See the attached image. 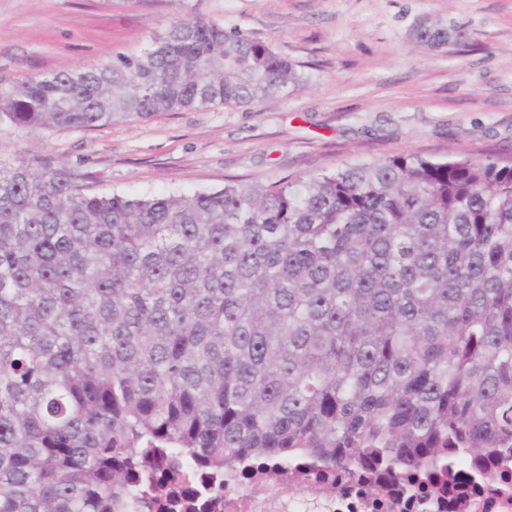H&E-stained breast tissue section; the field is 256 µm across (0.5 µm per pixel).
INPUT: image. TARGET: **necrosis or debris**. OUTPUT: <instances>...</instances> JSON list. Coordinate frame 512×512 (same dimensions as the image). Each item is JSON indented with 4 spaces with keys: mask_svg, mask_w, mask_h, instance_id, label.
<instances>
[{
    "mask_svg": "<svg viewBox=\"0 0 512 512\" xmlns=\"http://www.w3.org/2000/svg\"><path fill=\"white\" fill-rule=\"evenodd\" d=\"M209 512H512V457L409 474L343 464L257 461L212 484Z\"/></svg>",
    "mask_w": 512,
    "mask_h": 512,
    "instance_id": "necrosis-or-debris-1",
    "label": "necrosis or debris"
}]
</instances>
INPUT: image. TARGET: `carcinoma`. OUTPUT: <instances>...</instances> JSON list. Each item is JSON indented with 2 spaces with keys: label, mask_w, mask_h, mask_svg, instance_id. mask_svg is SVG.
<instances>
[{
  "label": "carcinoma",
  "mask_w": 512,
  "mask_h": 512,
  "mask_svg": "<svg viewBox=\"0 0 512 512\" xmlns=\"http://www.w3.org/2000/svg\"><path fill=\"white\" fill-rule=\"evenodd\" d=\"M302 85L267 42L182 18L138 55L1 86L0 119L90 129ZM450 448L512 455V163L127 199L0 159V512H152L159 462L435 469Z\"/></svg>",
  "instance_id": "carcinoma-1"
}]
</instances>
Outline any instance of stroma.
<instances>
[{
  "label": "stroma",
  "mask_w": 512,
  "mask_h": 512,
  "mask_svg": "<svg viewBox=\"0 0 512 512\" xmlns=\"http://www.w3.org/2000/svg\"><path fill=\"white\" fill-rule=\"evenodd\" d=\"M269 42L303 88L257 106L83 130L0 124V158L51 155L104 195L156 198L391 155L512 158V0H0V81L140 53L178 18ZM424 25L451 42L416 40Z\"/></svg>",
  "instance_id": "35a3bbf8"
}]
</instances>
